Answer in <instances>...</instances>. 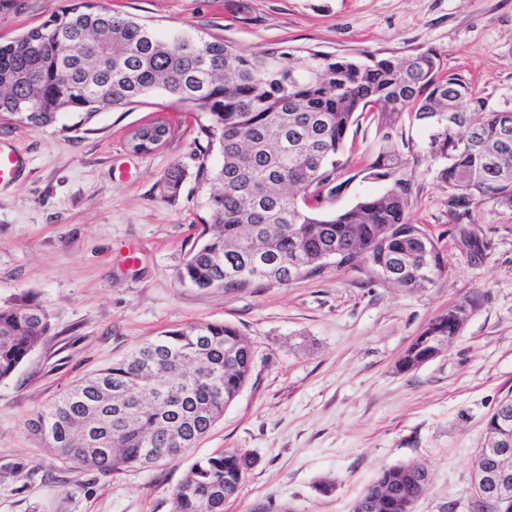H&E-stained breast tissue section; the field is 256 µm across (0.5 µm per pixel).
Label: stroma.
<instances>
[{
    "label": "stroma",
    "mask_w": 512,
    "mask_h": 512,
    "mask_svg": "<svg viewBox=\"0 0 512 512\" xmlns=\"http://www.w3.org/2000/svg\"><path fill=\"white\" fill-rule=\"evenodd\" d=\"M247 10H240L239 2ZM71 0H0V43ZM159 34L223 39L238 52L271 47L395 58L434 50L444 73L512 107V0H93ZM161 121L171 137L138 155L128 139ZM405 158H419L408 217L438 238L445 276L422 290L325 268L287 285L200 289L181 280L209 218L195 180L202 144L193 113L164 93L102 112L71 132L0 121V143L23 155L20 179L0 186V303L27 293L51 330L15 375L0 381V512H171V492L203 456L247 454L224 512H351L380 468H427L415 512H473L472 476L486 421L512 392V210L484 203L454 221L448 189L422 162L425 133L402 116ZM343 191L332 214L383 184L360 176L378 153L376 125L352 127ZM183 179L169 196L173 167ZM478 304L460 335L415 371L395 364L450 305ZM229 324L250 343L249 380L208 435L178 461L103 474L49 452L24 421L84 375L162 332Z\"/></svg>",
    "instance_id": "1"
}]
</instances>
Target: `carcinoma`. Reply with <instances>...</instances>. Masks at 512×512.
I'll use <instances>...</instances> for the list:
<instances>
[{
	"label": "carcinoma",
	"mask_w": 512,
	"mask_h": 512,
	"mask_svg": "<svg viewBox=\"0 0 512 512\" xmlns=\"http://www.w3.org/2000/svg\"><path fill=\"white\" fill-rule=\"evenodd\" d=\"M430 49L400 59L362 53L296 55L270 48L242 54L199 38L190 46L130 17L72 4L0 44V116L36 129L67 116L77 131L101 112L158 92L205 122L194 154L196 179L210 187V226L187 252L180 277L201 289L281 285L319 276L321 257L340 251L367 276L422 289L446 272L440 249L408 220L413 173L399 149L405 113L428 131L423 159L439 164L448 216L474 204L512 210V108L495 109L460 78L439 75ZM36 108L17 115L20 101ZM375 114L381 149L363 178L386 189L335 214L296 202L333 194L348 164L351 128ZM217 151L220 166L208 157ZM50 329L46 309L26 294L0 305V381L11 378ZM448 314L433 319L396 363L407 373L448 344ZM253 351L223 323L197 322L149 340L82 380L25 420L29 434L78 467L103 473L149 468L194 447L250 376ZM245 459L222 453L195 460L172 491L173 512H224ZM424 467H383L363 496L371 512H412L427 490Z\"/></svg>",
	"instance_id": "obj_1"
}]
</instances>
